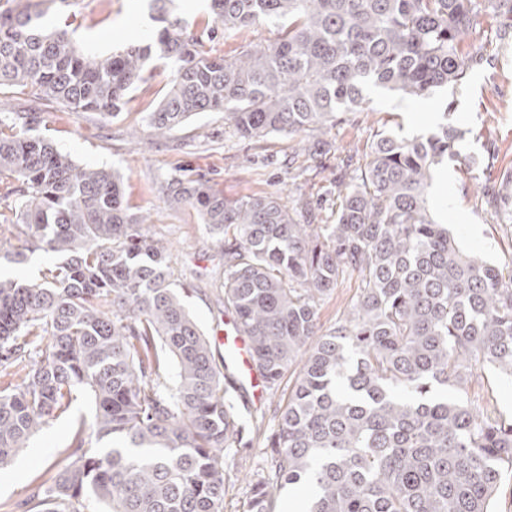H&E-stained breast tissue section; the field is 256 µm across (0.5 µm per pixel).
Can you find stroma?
<instances>
[{"instance_id":"obj_1","label":"stroma","mask_w":512,"mask_h":512,"mask_svg":"<svg viewBox=\"0 0 512 512\" xmlns=\"http://www.w3.org/2000/svg\"><path fill=\"white\" fill-rule=\"evenodd\" d=\"M149 0H75L69 8L49 5L44 20L49 28L64 29L84 49L107 53L123 47L154 28ZM167 18L183 19L190 30L204 34L215 25L209 0H163ZM498 19H488L476 47L483 60L466 82L438 89L414 101L394 91L370 87L362 112H344L328 130V152L315 160L296 154L293 139L273 134L261 140L240 137L220 112H204L164 137L146 124L166 91L168 72L148 70L128 94L115 118L100 121L90 112H72L53 100L34 99L19 87L0 88V118L13 120L35 110L41 121L38 135L49 139L75 164L104 167L118 177L125 206L149 215L158 237L172 248L181 269L183 300L208 336L222 330L227 316L223 294L224 244L205 228L190 205H171L166 183L176 175L208 182L230 198L275 192L285 202L298 195L318 200L316 221L336 218L337 177L348 166H361L375 132L389 127L413 137L427 133L450 113L463 130L462 154L476 158L472 168L448 164L439 169L430 189V204L450 224L462 247L512 270V223L503 209L512 210V38L495 36ZM277 28L261 25L220 34L206 47L216 55H234L246 45L266 44ZM471 399L488 412L512 416V380L485 371L469 390ZM93 403L80 398L69 415L51 420L29 441L28 448L0 470V512H26L25 503L40 487L50 485L71 461V444L80 419L91 418ZM261 446L242 450L226 470V512H243L245 484L238 467L257 464Z\"/></svg>"}]
</instances>
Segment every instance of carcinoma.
<instances>
[{
    "label": "carcinoma",
    "instance_id": "carcinoma-1",
    "mask_svg": "<svg viewBox=\"0 0 512 512\" xmlns=\"http://www.w3.org/2000/svg\"><path fill=\"white\" fill-rule=\"evenodd\" d=\"M224 31L288 20L269 44L214 55L178 19L108 54L46 33L27 0L0 13V86L73 112L122 111L148 63L170 69L148 113L156 134L222 112L243 138H314L364 109L369 84L423 100L463 83L469 38L486 17L512 37V0H210ZM38 112L0 119V262L57 261L37 282L0 275V469L80 397L71 463L28 512H224L227 460L261 437L245 512H274L308 481L310 512H492L512 472V418L481 412L469 385L512 377V273L466 252L430 212L435 171L461 155L444 122L425 136L381 132L360 174L336 182V223L310 202L266 193L229 200L174 177L224 240V311L248 339L252 368L281 405L243 413L224 357L177 291L172 256L118 178L78 166L33 135ZM360 285L325 329L319 311L347 273ZM175 371H169V365Z\"/></svg>",
    "mask_w": 512,
    "mask_h": 512
}]
</instances>
